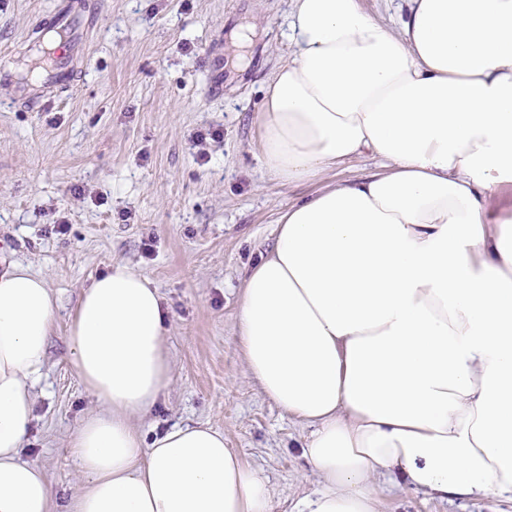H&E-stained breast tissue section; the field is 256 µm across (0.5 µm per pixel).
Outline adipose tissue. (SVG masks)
Wrapping results in <instances>:
<instances>
[{
	"label": "adipose tissue",
	"mask_w": 512,
	"mask_h": 512,
	"mask_svg": "<svg viewBox=\"0 0 512 512\" xmlns=\"http://www.w3.org/2000/svg\"><path fill=\"white\" fill-rule=\"evenodd\" d=\"M391 28L359 0H290L287 59L256 117L265 170L320 182L276 220L237 330L263 394L311 428L305 512H378L376 478L512 501V0H405ZM382 172L328 173L363 154ZM58 310L48 281L0 270V512H52L23 459ZM169 317L134 267L83 290L71 364L99 403L71 446L65 512H271L258 469L204 423L144 442L171 380Z\"/></svg>",
	"instance_id": "1"
}]
</instances>
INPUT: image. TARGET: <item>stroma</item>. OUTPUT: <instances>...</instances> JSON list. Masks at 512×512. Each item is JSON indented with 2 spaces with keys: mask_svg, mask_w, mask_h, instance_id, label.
Segmentation results:
<instances>
[{
  "mask_svg": "<svg viewBox=\"0 0 512 512\" xmlns=\"http://www.w3.org/2000/svg\"><path fill=\"white\" fill-rule=\"evenodd\" d=\"M54 0H0V263L30 265L59 300L23 450L43 468L54 512L83 486L70 441L98 403L70 363L82 291L113 263L158 288L173 374L133 424L144 441L203 422L259 469L272 512H301L320 484L302 455L311 429L261 392L236 336L244 280L275 240L280 209L319 183L285 186L261 167L254 123L286 53L290 0H83L86 59L61 98L15 104L32 31ZM255 24L250 62L230 39ZM66 223V233L54 230ZM378 512H512L493 498L443 499L382 481Z\"/></svg>",
  "mask_w": 512,
  "mask_h": 512,
  "instance_id": "1",
  "label": "stroma"
}]
</instances>
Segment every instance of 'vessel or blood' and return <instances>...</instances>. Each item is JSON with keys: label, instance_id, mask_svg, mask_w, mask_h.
Instances as JSON below:
<instances>
[{"label": "vessel or blood", "instance_id": "vessel-or-blood-1", "mask_svg": "<svg viewBox=\"0 0 512 512\" xmlns=\"http://www.w3.org/2000/svg\"><path fill=\"white\" fill-rule=\"evenodd\" d=\"M89 21L80 0H56L53 8L41 17L36 24L37 29L60 34L68 50L54 56L52 64L38 84L18 86V103L28 107L38 105L70 88L76 73L77 53Z\"/></svg>", "mask_w": 512, "mask_h": 512}]
</instances>
